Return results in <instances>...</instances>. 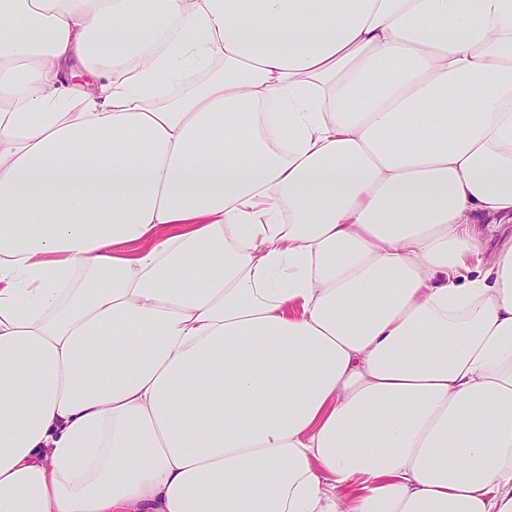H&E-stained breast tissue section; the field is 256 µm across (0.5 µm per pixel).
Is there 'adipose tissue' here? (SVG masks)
<instances>
[{
  "label": "adipose tissue",
  "mask_w": 512,
  "mask_h": 512,
  "mask_svg": "<svg viewBox=\"0 0 512 512\" xmlns=\"http://www.w3.org/2000/svg\"><path fill=\"white\" fill-rule=\"evenodd\" d=\"M507 221L512 0H0V512H512Z\"/></svg>",
  "instance_id": "ef3b65f1"
}]
</instances>
